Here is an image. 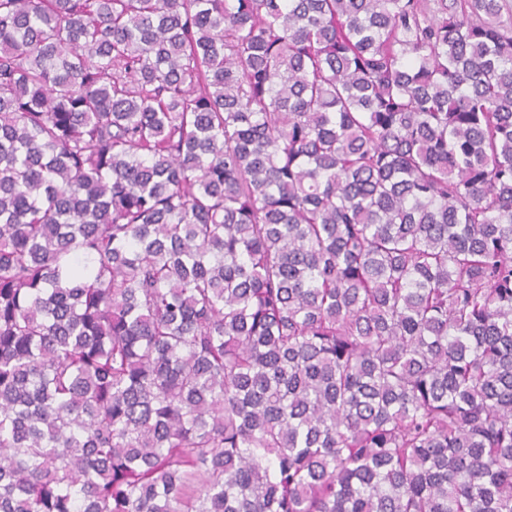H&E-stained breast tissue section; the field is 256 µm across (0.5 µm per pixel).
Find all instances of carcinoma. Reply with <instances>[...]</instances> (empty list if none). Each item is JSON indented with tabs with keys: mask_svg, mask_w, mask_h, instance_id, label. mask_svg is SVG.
Returning <instances> with one entry per match:
<instances>
[{
	"mask_svg": "<svg viewBox=\"0 0 512 512\" xmlns=\"http://www.w3.org/2000/svg\"><path fill=\"white\" fill-rule=\"evenodd\" d=\"M0 512H512V0H0Z\"/></svg>",
	"mask_w": 512,
	"mask_h": 512,
	"instance_id": "carcinoma-1",
	"label": "carcinoma"
}]
</instances>
